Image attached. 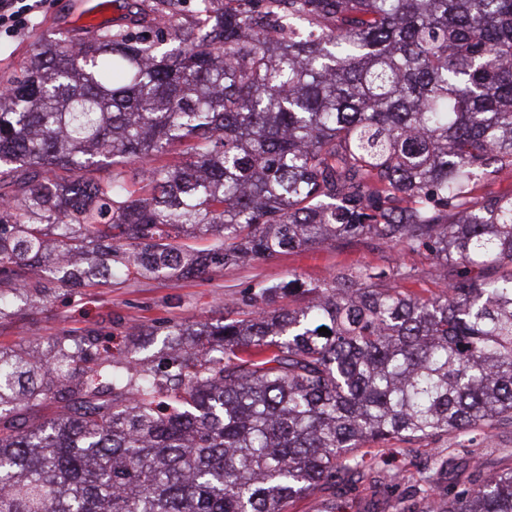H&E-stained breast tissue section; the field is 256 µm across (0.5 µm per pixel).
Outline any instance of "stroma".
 I'll list each match as a JSON object with an SVG mask.
<instances>
[{
    "mask_svg": "<svg viewBox=\"0 0 512 512\" xmlns=\"http://www.w3.org/2000/svg\"><path fill=\"white\" fill-rule=\"evenodd\" d=\"M89 0H43L38 12L26 17L16 31L0 29V83L19 73L31 49L41 40H76L88 31L81 17ZM405 266L410 276L401 281L406 291L427 295L438 291L435 265L424 250L409 251L356 240L315 245L257 259L244 266H231L194 278H133L116 275L108 288L66 287L58 290L46 306L0 318V348H19L28 342L46 343L65 333L83 334L100 329L114 343L128 344L129 355L153 367L161 358V341H147V328L169 321L188 323L218 319L230 300L245 302L254 285L282 284L295 279L306 285L329 281L338 271ZM454 450L457 471L448 473L443 486L462 484L474 465L488 472L512 467V423L477 427L462 434H443L407 443L394 440L376 453L381 466L400 474L411 484L422 472L432 471L434 455ZM393 512L382 491L359 484L334 493L328 487L315 488L293 501L288 512Z\"/></svg>",
    "mask_w": 512,
    "mask_h": 512,
    "instance_id": "obj_1",
    "label": "stroma"
}]
</instances>
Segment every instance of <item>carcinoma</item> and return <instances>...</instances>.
<instances>
[{"label": "carcinoma", "instance_id": "carcinoma-1", "mask_svg": "<svg viewBox=\"0 0 512 512\" xmlns=\"http://www.w3.org/2000/svg\"><path fill=\"white\" fill-rule=\"evenodd\" d=\"M227 2L39 43L0 87V315L351 239L428 250L446 288L367 268L279 311L301 284H259L151 331L162 370L98 329L0 349V512H283L395 484L367 443L512 421V193L470 196L512 169V0ZM428 512H512V468ZM177 13L178 22L187 28L194 29L203 25L202 22L206 14L201 12L200 1L197 0L180 1Z\"/></svg>", "mask_w": 512, "mask_h": 512}]
</instances>
